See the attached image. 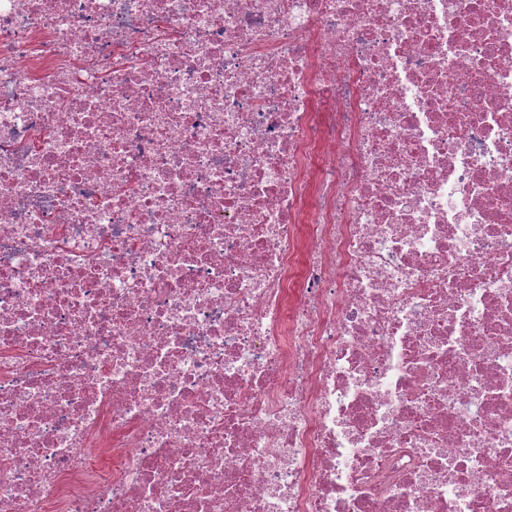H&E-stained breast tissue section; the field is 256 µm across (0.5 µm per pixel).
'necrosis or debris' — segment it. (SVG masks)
<instances>
[{
	"label": "necrosis or debris",
	"instance_id": "4bbe7bcc",
	"mask_svg": "<svg viewBox=\"0 0 512 512\" xmlns=\"http://www.w3.org/2000/svg\"><path fill=\"white\" fill-rule=\"evenodd\" d=\"M0 512H512V0H0Z\"/></svg>",
	"mask_w": 512,
	"mask_h": 512
}]
</instances>
